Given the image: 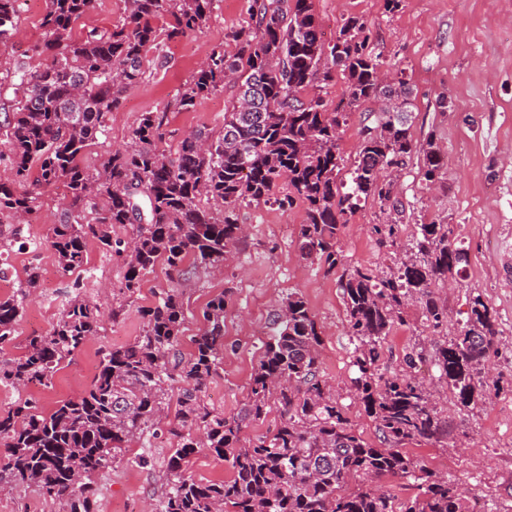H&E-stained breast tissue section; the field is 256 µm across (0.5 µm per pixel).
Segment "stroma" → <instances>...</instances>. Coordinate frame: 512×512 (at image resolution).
I'll return each instance as SVG.
<instances>
[{"label":"stroma","mask_w":512,"mask_h":512,"mask_svg":"<svg viewBox=\"0 0 512 512\" xmlns=\"http://www.w3.org/2000/svg\"><path fill=\"white\" fill-rule=\"evenodd\" d=\"M19 24L8 48L0 52V68L22 62L39 69V50L47 37L40 25L45 0H18ZM251 0H219L208 23L196 33L174 39L165 33L170 18L155 19L163 37L144 60L145 77L122 94L120 108L108 122L106 136L85 152L89 168H98L108 152L126 147L141 113L166 115L167 133L160 148L175 152L189 132H219L235 89L199 99L192 110L173 107L176 90L191 80L211 51L226 55L239 49L231 34L247 26ZM324 39L335 38L343 20H367L371 46L388 74L407 82L413 103V138H434L447 153L440 179L426 185L412 161L391 172L406 211L397 243L377 246L370 232L382 221L373 203L360 205L348 217L336 249L343 267L391 266L422 224H444L448 241L464 245L468 263L460 276L437 287L448 309V323L433 328L419 303L404 309L405 322L385 344L382 373L405 371L406 352H421L418 376L431 381L445 429L441 441H412L402 450L435 475L466 488L481 512H512V0H402L389 12L384 0H313ZM447 98V109L437 105ZM67 205L64 191L42 189L37 210L26 221L0 212V298L21 297L31 268L39 286L23 297L22 316L12 340L0 347V360L19 356L29 337L52 331L75 289L104 311H117L101 336L75 352L46 386L18 390L0 385V411L19 399L33 397L40 410L51 412L59 401L80 396L90 385L103 354L127 345L143 332L141 309L154 306L172 289L187 311L180 350L190 357L192 339L205 327L202 308L215 295L228 293L224 313V360L207 382L205 401L225 416L243 407L250 376L271 333V320L289 293L303 296L321 332V373L335 387L356 433L371 442L379 437L374 422L353 396L354 342L349 334L337 275L324 274L299 256L303 206L282 210L274 205H241L238 221L246 228L235 243V259L223 271L197 269L186 281L165 266H156L134 295L121 289L122 261L89 244L85 265L62 274L51 246L53 228ZM482 294L498 314L499 346L486 362L483 381L489 391L482 401L459 408L452 390L437 382L435 352L460 329L473 294ZM138 444L126 450V461L114 464L100 481L97 512H152L163 490L169 448H155L147 466L132 464ZM0 512H65L63 504L33 485L0 486Z\"/></svg>","instance_id":"1"}]
</instances>
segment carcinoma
I'll return each mask as SVG.
<instances>
[{
	"mask_svg": "<svg viewBox=\"0 0 512 512\" xmlns=\"http://www.w3.org/2000/svg\"><path fill=\"white\" fill-rule=\"evenodd\" d=\"M15 2L0 0L3 48L18 27ZM215 2L126 0L122 18L100 30L78 27L97 0H46L41 25L48 35V62L35 71L18 63L3 77L21 98L0 125L7 146L0 160H8L20 182L35 170L34 185L60 183L67 189L68 206L52 241L62 273L85 263L91 239L123 259V288L129 294L159 264L179 275L189 258L196 267L218 269L242 237L237 209L246 201L282 210L303 204L300 256L334 273L341 263L338 235L362 201H372L386 216L371 227L376 243L396 245L405 205L383 170L403 169L418 154L422 180L433 184L447 165L433 138L419 146L413 142L410 89L403 82H383V62L370 47L363 17L344 19L336 39L326 43L312 0H252L250 26L234 35L237 56L213 50L174 96V107L188 111L233 80L236 100L224 113L219 134L196 130L172 157L158 148L166 136L164 115L144 112L131 146L89 173L82 164L85 150L105 135L121 93L142 81L144 55L159 45L152 21L169 14L174 24L167 38L185 36L208 22ZM338 71L347 80L348 98L330 112L321 90ZM366 101L384 106L365 117L345 189L337 182L340 130L352 108ZM283 180L288 187L279 192ZM203 195L221 202V216L200 206ZM38 199L36 192L19 193L0 182V212L28 215ZM116 224L131 226L132 236L112 237ZM466 263V249L448 243L447 225L421 224L395 266H352L339 276L355 342L354 396L375 423L379 446L355 432L336 390L323 378L319 328L301 294H288L274 316L248 400L237 415L226 417L201 393L224 358L227 292L207 302L206 327L192 339L194 352L185 363L178 347L186 312L180 295L168 293L141 310V336L104 353L83 394L58 402L48 415L31 398L0 411L6 458L0 480L35 485L63 502L67 512H96L98 479L123 460L129 444L166 441L175 448L154 512H474L454 483L434 478L398 448L440 434L425 382L411 373L386 377L379 365L387 337L404 324L402 310L409 302L423 305L432 327L448 322L433 286L460 275ZM21 312L19 300L0 299V344L12 340ZM497 321L482 296H473L466 324L438 351V379L463 408L483 397L479 374L498 350ZM102 327L98 305L75 296L50 335L32 336L20 356L0 360V384L47 385ZM178 378L187 388L171 421L165 409ZM273 405L279 411L274 429L241 443L242 430L265 419ZM198 448L228 462L232 476L203 481L188 475ZM387 475L414 480L420 493L398 503L371 487L346 488L353 478Z\"/></svg>",
	"mask_w": 512,
	"mask_h": 512,
	"instance_id": "1",
	"label": "carcinoma"
}]
</instances>
